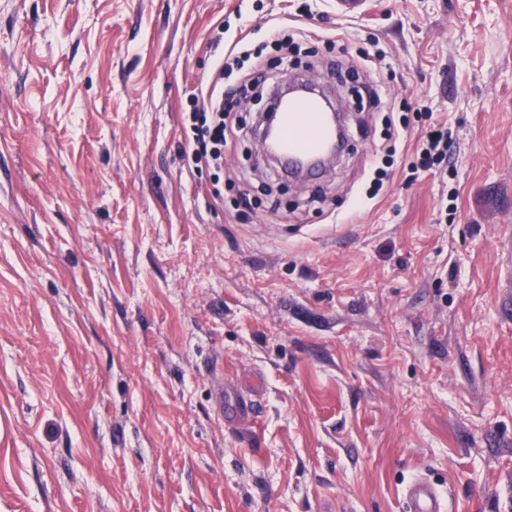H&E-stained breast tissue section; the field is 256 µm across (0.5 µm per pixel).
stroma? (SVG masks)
I'll return each mask as SVG.
<instances>
[{"label": "stroma", "instance_id": "35a3bbf8", "mask_svg": "<svg viewBox=\"0 0 512 512\" xmlns=\"http://www.w3.org/2000/svg\"><path fill=\"white\" fill-rule=\"evenodd\" d=\"M308 3L0 0V512H403L425 473L512 512V0ZM241 33L347 112L323 178L257 165L251 101L221 175L188 165ZM404 99L456 176L405 185L413 126L366 198Z\"/></svg>", "mask_w": 512, "mask_h": 512}]
</instances>
